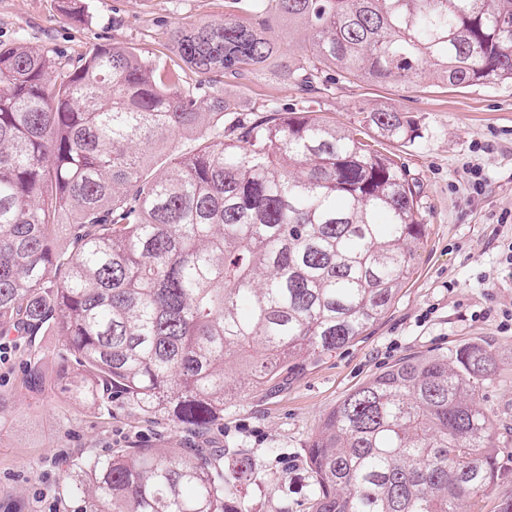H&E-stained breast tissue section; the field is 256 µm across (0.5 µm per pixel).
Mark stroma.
Instances as JSON below:
<instances>
[{"mask_svg":"<svg viewBox=\"0 0 512 512\" xmlns=\"http://www.w3.org/2000/svg\"><path fill=\"white\" fill-rule=\"evenodd\" d=\"M61 0H0V43L17 37L74 59L96 42H117L145 57L164 58L167 33L177 23L223 18L232 0H79L86 21L76 25ZM273 99L314 110L348 130L363 109L380 103L406 112L419 128L411 144L383 142L381 153L405 166L416 186L428 235L414 270L389 311L363 336L320 357L284 385L239 395L220 424L197 434L169 419L113 403L100 412L66 397L55 383L25 390L31 360L54 370L52 336H24L0 368V512H72L66 467L88 454L135 448L223 449L243 453L254 474L238 486L244 512H309L313 478L305 449L324 415L373 375L413 355L448 354L471 342L488 343L498 368L480 388L495 416L501 479L478 512H497L512 497V82L440 90L337 82L311 95L269 64L246 79H225L224 100L251 112Z\"/></svg>","mask_w":512,"mask_h":512,"instance_id":"35a3bbf8","label":"stroma"}]
</instances>
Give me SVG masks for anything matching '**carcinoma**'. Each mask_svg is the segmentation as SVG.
<instances>
[{"label": "carcinoma", "instance_id": "cac0c4a2", "mask_svg": "<svg viewBox=\"0 0 512 512\" xmlns=\"http://www.w3.org/2000/svg\"><path fill=\"white\" fill-rule=\"evenodd\" d=\"M171 28L179 62L117 43L73 64L0 44V333L62 348L95 409L130 402L202 431L224 405L342 349L389 310L427 236L405 167L310 111L224 104L222 78L279 60L310 93L340 79L451 89L512 80V0H246ZM278 19L302 24L288 53ZM363 122L418 137L389 105ZM163 173L155 153L175 138ZM488 344L400 361L349 393L305 452L311 512H469L499 481L479 384ZM29 365L25 387L44 383ZM224 457L138 448L68 465L77 512H234Z\"/></svg>", "mask_w": 512, "mask_h": 512}]
</instances>
